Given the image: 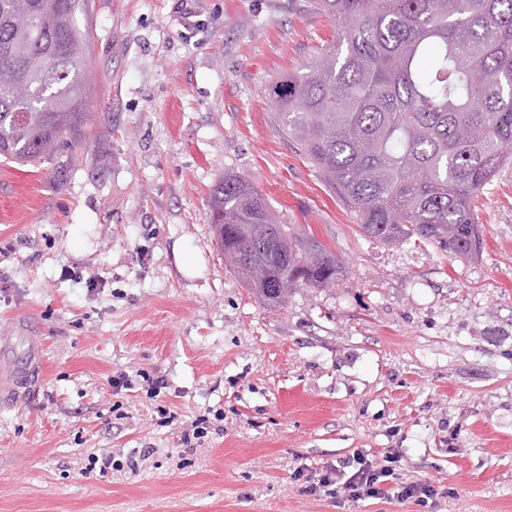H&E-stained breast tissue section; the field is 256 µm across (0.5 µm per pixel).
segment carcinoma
<instances>
[{
  "instance_id": "1",
  "label": "carcinoma",
  "mask_w": 512,
  "mask_h": 512,
  "mask_svg": "<svg viewBox=\"0 0 512 512\" xmlns=\"http://www.w3.org/2000/svg\"><path fill=\"white\" fill-rule=\"evenodd\" d=\"M338 47L270 89L296 140L363 233L456 257L481 248L472 202L512 159V0H305ZM89 0H0V158L37 166L85 137ZM41 55L34 75L25 56ZM216 242L259 296L329 288L345 267L226 172L209 193Z\"/></svg>"
}]
</instances>
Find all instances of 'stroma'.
Wrapping results in <instances>:
<instances>
[{
  "label": "stroma",
  "instance_id": "stroma-1",
  "mask_svg": "<svg viewBox=\"0 0 512 512\" xmlns=\"http://www.w3.org/2000/svg\"><path fill=\"white\" fill-rule=\"evenodd\" d=\"M77 21L78 160L0 162V336L44 345L0 404V512H423L293 478L357 452L455 488L443 512H512V163L476 201L479 255L392 247L272 121L271 86L336 45L334 21L303 0H91ZM228 171L336 254L334 286L273 305L226 267L208 201Z\"/></svg>",
  "mask_w": 512,
  "mask_h": 512
}]
</instances>
